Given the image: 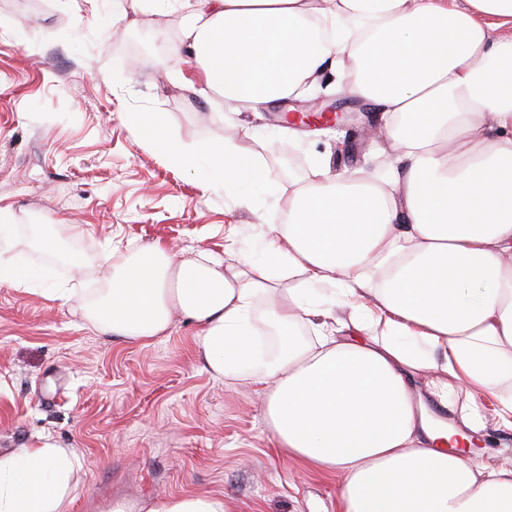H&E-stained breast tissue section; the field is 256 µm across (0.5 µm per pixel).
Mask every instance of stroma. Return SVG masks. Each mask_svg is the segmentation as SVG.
Wrapping results in <instances>:
<instances>
[{
  "label": "stroma",
  "instance_id": "stroma-1",
  "mask_svg": "<svg viewBox=\"0 0 512 512\" xmlns=\"http://www.w3.org/2000/svg\"><path fill=\"white\" fill-rule=\"evenodd\" d=\"M0 205L13 208L12 256L36 272L29 288L0 285V452L43 440L80 461L65 512H106L112 499L194 491L228 495L238 512H339L337 481L277 448L248 377H213L196 328L175 318L148 345L102 336L78 301L48 300L47 288L81 281L87 299L108 286V251L122 241L161 243L177 257L232 249L262 263L267 215L288 210L276 197L238 204L237 190L206 188V168L189 172L125 122L157 113L184 142L241 144L271 170V146L327 156L356 172L386 164L359 131L379 127L366 105L343 98L352 116L341 132L285 122L277 108L228 112L182 79L186 65L142 57L123 63L115 32L179 39L181 16L125 0H0ZM351 152L338 154L337 139ZM44 223L47 252L26 227Z\"/></svg>",
  "mask_w": 512,
  "mask_h": 512
}]
</instances>
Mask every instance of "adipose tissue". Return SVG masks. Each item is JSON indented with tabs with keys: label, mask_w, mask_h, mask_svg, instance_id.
I'll return each instance as SVG.
<instances>
[{
	"label": "adipose tissue",
	"mask_w": 512,
	"mask_h": 512,
	"mask_svg": "<svg viewBox=\"0 0 512 512\" xmlns=\"http://www.w3.org/2000/svg\"><path fill=\"white\" fill-rule=\"evenodd\" d=\"M147 4L182 13L170 56L190 55L225 110L261 111L326 73L327 92L380 113L392 159L352 175L313 163L268 262L175 264L158 243L119 253L88 319L148 344L179 310L213 376H251L278 448L339 477L340 512H512V468L468 448L488 414L512 429V0H130ZM126 121L175 168L208 157L209 188L247 184L243 207L275 191L236 136L196 147L159 116ZM292 325L260 354L264 327ZM77 465L46 441L0 454V512H61ZM110 512L238 510L181 493Z\"/></svg>",
	"instance_id": "ef3b65f1"
}]
</instances>
